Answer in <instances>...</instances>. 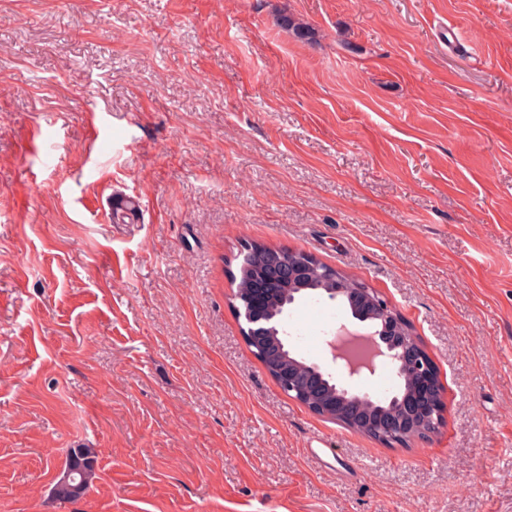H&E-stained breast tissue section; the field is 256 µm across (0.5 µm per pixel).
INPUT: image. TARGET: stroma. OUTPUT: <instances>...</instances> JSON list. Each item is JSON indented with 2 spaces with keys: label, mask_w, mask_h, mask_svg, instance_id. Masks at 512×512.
I'll list each match as a JSON object with an SVG mask.
<instances>
[{
  "label": "stroma",
  "mask_w": 512,
  "mask_h": 512,
  "mask_svg": "<svg viewBox=\"0 0 512 512\" xmlns=\"http://www.w3.org/2000/svg\"><path fill=\"white\" fill-rule=\"evenodd\" d=\"M244 240L396 306L431 438L280 389ZM349 318L301 298L292 352L330 365ZM79 445L98 478L62 503ZM0 512H512V0H0ZM259 243L247 242L242 246L239 257H242L241 263L238 268V274H233L232 280L235 284V299L241 304L237 298L241 295L242 298L250 296V291L253 282L260 278L272 277L273 270L268 265H259L254 259V250ZM261 303V298L258 295L251 296L247 302L246 316L251 323L250 333L252 340L269 351L279 352L280 349L281 351H288V346L279 339V336L278 343L268 341L273 331L260 310ZM98 456L99 452L96 448L85 445L70 448L61 469V476L58 477L53 488L54 498L60 502L77 501L73 489L78 485L90 491L98 478ZM64 475L67 476L66 480H63ZM83 488L79 487L76 490L81 498L85 496Z\"/></svg>",
  "instance_id": "35a3bbf8"
}]
</instances>
